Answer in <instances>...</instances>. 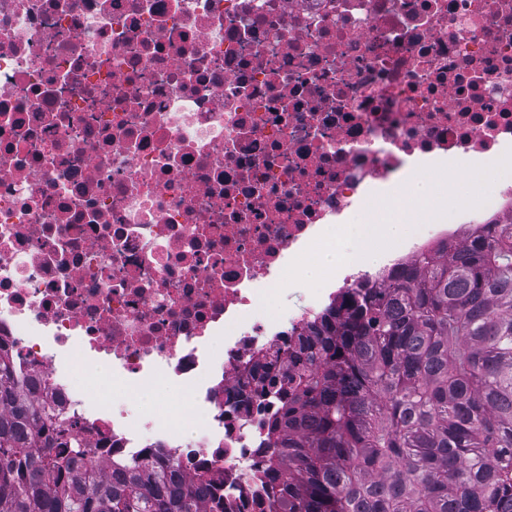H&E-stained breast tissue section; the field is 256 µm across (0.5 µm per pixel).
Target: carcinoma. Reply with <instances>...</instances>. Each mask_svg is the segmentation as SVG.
Instances as JSON below:
<instances>
[{
  "label": "carcinoma",
  "instance_id": "1",
  "mask_svg": "<svg viewBox=\"0 0 512 512\" xmlns=\"http://www.w3.org/2000/svg\"><path fill=\"white\" fill-rule=\"evenodd\" d=\"M288 358L261 512H512V226L352 289ZM87 453L1 351L0 512H225L171 463L90 482Z\"/></svg>",
  "mask_w": 512,
  "mask_h": 512
}]
</instances>
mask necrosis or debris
<instances>
[{
	"label": "necrosis or debris",
	"instance_id": "4bbe7bcc",
	"mask_svg": "<svg viewBox=\"0 0 512 512\" xmlns=\"http://www.w3.org/2000/svg\"><path fill=\"white\" fill-rule=\"evenodd\" d=\"M512 152V0H0V342L87 473L164 458L259 512L288 345L328 302L478 224L441 184L423 232L268 315L328 233L411 179ZM164 382L193 431L91 400L99 362Z\"/></svg>",
	"mask_w": 512,
	"mask_h": 512
}]
</instances>
